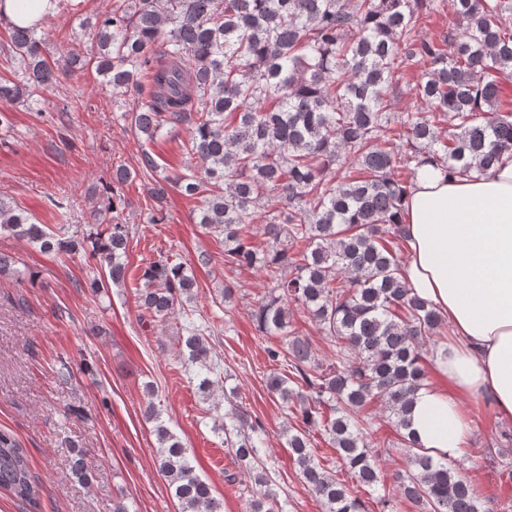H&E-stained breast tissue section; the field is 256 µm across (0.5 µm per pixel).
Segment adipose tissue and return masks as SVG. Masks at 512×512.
Masks as SVG:
<instances>
[{
  "label": "adipose tissue",
  "instance_id": "obj_1",
  "mask_svg": "<svg viewBox=\"0 0 512 512\" xmlns=\"http://www.w3.org/2000/svg\"><path fill=\"white\" fill-rule=\"evenodd\" d=\"M52 0H0V24L34 26ZM405 279L448 322L434 358L440 382L421 388L409 429L422 447L452 458L471 420L462 401L486 397L512 420V154L484 175L447 177L420 166L404 201Z\"/></svg>",
  "mask_w": 512,
  "mask_h": 512
}]
</instances>
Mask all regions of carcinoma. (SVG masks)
I'll return each mask as SVG.
<instances>
[{"label": "carcinoma", "instance_id": "carcinoma-1", "mask_svg": "<svg viewBox=\"0 0 512 512\" xmlns=\"http://www.w3.org/2000/svg\"><path fill=\"white\" fill-rule=\"evenodd\" d=\"M435 0H113L102 18L83 20L90 48L70 51L63 65L44 53L51 32L12 26L0 56L13 79L0 99L36 104L59 76L86 68L106 78L118 118L151 140L163 127L190 129L187 151L203 167L165 176L167 187L200 195L198 223L224 236V261L263 267L269 291L251 312L266 336L288 328V304L306 311L334 343L324 366L309 339L269 346L272 364L288 368L267 389L290 406L303 428H288L287 444L309 490L326 512H368L345 483L321 467L306 429L328 434L342 466L367 488L381 483L379 461L393 444L366 441L360 413L378 402L400 445L408 449L403 497L416 512H492L462 475V463L437 460L407 431L414 394L427 381L420 347L442 321L410 294L400 260L406 237L400 211L422 160L435 158L460 174L486 173L512 152V0H452L466 21L460 31L423 34L422 16ZM420 102L394 110L393 95L409 71ZM134 91L142 100L126 107ZM448 125V131L440 128ZM279 206L265 209L270 193ZM121 196L92 211L104 231L89 241L38 224L0 196V231L45 253L91 250L106 278L101 291L127 275L128 226ZM264 216V239L254 224ZM136 289L140 307L165 320L193 297L196 281L182 265L159 259L144 266ZM184 340L201 384L212 361L207 327L189 322ZM157 463L180 512H222L210 483L196 474L176 435L148 406ZM224 436L239 464L258 471L262 427L234 407ZM0 490L37 509L40 484L27 450L0 429ZM250 512H285L273 492L252 500Z\"/></svg>", "mask_w": 512, "mask_h": 512}]
</instances>
